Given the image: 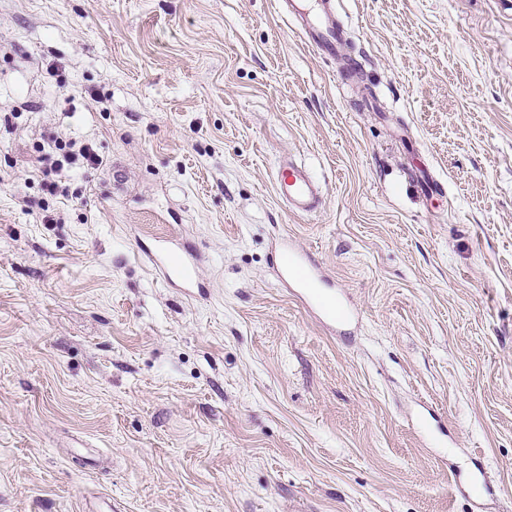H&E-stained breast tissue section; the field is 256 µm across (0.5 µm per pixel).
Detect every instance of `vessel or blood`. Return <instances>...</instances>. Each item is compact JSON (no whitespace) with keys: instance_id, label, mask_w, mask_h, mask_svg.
<instances>
[{"instance_id":"1","label":"vessel or blood","mask_w":512,"mask_h":512,"mask_svg":"<svg viewBox=\"0 0 512 512\" xmlns=\"http://www.w3.org/2000/svg\"><path fill=\"white\" fill-rule=\"evenodd\" d=\"M283 8L299 22L302 42L319 53L335 56L345 41V29L336 18V0H281ZM274 187L278 198L290 212L306 214L314 211L320 202V189L305 166L286 161L274 173ZM152 262L166 280H176L192 287L198 280V266L193 255L179 245L157 250ZM280 277L296 288L322 322L336 325L344 317L336 310L335 294L320 289V271L312 259L295 250L288 240L278 245Z\"/></svg>"}]
</instances>
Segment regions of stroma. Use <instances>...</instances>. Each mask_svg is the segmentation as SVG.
<instances>
[{"instance_id": "stroma-1", "label": "stroma", "mask_w": 512, "mask_h": 512, "mask_svg": "<svg viewBox=\"0 0 512 512\" xmlns=\"http://www.w3.org/2000/svg\"><path fill=\"white\" fill-rule=\"evenodd\" d=\"M338 12L331 59L277 0H0V512H512V0ZM75 146V143H69V144H62L59 143L57 145V149L60 151L65 150V148H68V150L62 152L61 154H45L42 157H40V162L43 164V173L46 176L51 175L52 173L57 174L63 167L64 162H69L74 158V155H76L72 148ZM274 187L278 198L292 213L307 214L319 205V186L303 165L290 161L279 164L274 173ZM278 268L281 279L291 288H297L302 297L322 322L331 327L345 320V314L336 311V295L325 294L319 289L321 283L318 266L304 252L295 250L288 238L278 244ZM151 260L168 281L178 280L187 288L198 281V266L193 255L177 243L157 250Z\"/></svg>"}]
</instances>
